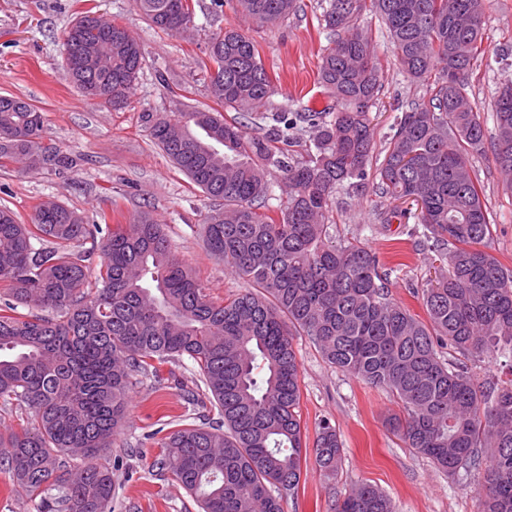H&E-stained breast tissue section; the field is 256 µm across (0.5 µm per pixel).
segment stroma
Listing matches in <instances>:
<instances>
[{
    "instance_id": "35a3bbf8",
    "label": "stroma",
    "mask_w": 512,
    "mask_h": 512,
    "mask_svg": "<svg viewBox=\"0 0 512 512\" xmlns=\"http://www.w3.org/2000/svg\"><path fill=\"white\" fill-rule=\"evenodd\" d=\"M324 0H299L300 10L287 22L260 28L225 4L211 16V0H195V25L169 36L152 29L132 0H0V94L17 95L38 107L44 136L67 154L81 157L79 166L57 171H23L16 164L0 167V206L30 220L37 204L53 196L67 208L108 224L128 223L149 211L165 224L175 256L208 281L213 296L243 293L246 284L208 255L199 226L214 200L180 172L154 143L142 115L162 112L169 92L159 74L191 85L190 103H207L205 54L209 35L235 27L257 44L262 62L278 88L275 104L333 106L317 84L327 47L321 14ZM94 10L126 27L143 48L140 78L120 111L93 104L72 83L67 72L62 33L80 12ZM381 65V88L371 109L374 151L386 148L397 116L420 100L425 90L401 73L392 55L388 33L378 18L365 14ZM485 56L470 82V98L485 124L483 154L472 165L485 195L494 226L491 253L512 267V184L494 162L495 126L491 104L505 80L512 79V0H490L484 18ZM391 214L381 223L379 213ZM332 235L337 242L358 240L377 252L387 271L393 299L417 318L426 312L421 288L442 270L438 254L411 235V220L402 202L380 197L373 184L337 187L331 205ZM300 362V414L307 439L329 420L344 443V459L336 478L328 480L315 465L304 468L297 495L287 498L284 512H335L337 504L359 483L377 486L396 512H480L471 480L452 478L427 457L404 447L386 427L403 409L386 390L375 388L330 366L308 337L296 336ZM190 361L158 365L132 391L127 418L112 448L103 453L113 463L112 512H199L196 501L172 476H156L152 465L160 453L150 434L172 432L195 388Z\"/></svg>"
}]
</instances>
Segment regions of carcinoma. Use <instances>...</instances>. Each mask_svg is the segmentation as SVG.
Instances as JSON below:
<instances>
[{
    "label": "carcinoma",
    "instance_id": "cac0c4a2",
    "mask_svg": "<svg viewBox=\"0 0 512 512\" xmlns=\"http://www.w3.org/2000/svg\"><path fill=\"white\" fill-rule=\"evenodd\" d=\"M487 0H328L332 46L318 83L336 108L273 107L276 87L253 41L219 29L208 58L209 98L245 112L262 133L199 106L146 112L159 148L203 193L224 206L201 225L205 247L250 284L220 303L172 253L150 213L102 235L98 224L53 198L22 222L0 207V402L20 401L31 427L0 436V466L42 512H112V468L99 461L121 428L131 390L155 363L187 359L219 420L192 422L159 442L154 466L172 474L202 512H283L297 494L303 441L300 364L292 337L306 336L336 369L390 392L406 416L391 420L405 447L450 476L473 479L482 512H512V382L494 392L465 359L512 345V268L488 251L493 239L471 159L485 128L468 89L484 38ZM242 15L276 27L297 0H235ZM155 29L178 35L194 23L193 0H134ZM366 12L387 29L401 71L426 86L391 127L373 158L370 108L380 87L377 54L360 27ZM70 82L87 99L122 108L142 63L137 39L89 10L63 33ZM494 162L512 177V81L494 99ZM311 130L309 159L288 146ZM62 170L77 159L43 136L42 112L0 95V166ZM286 191L270 210L271 171ZM374 177L381 193L412 201L423 241L450 246L446 269L422 288L427 320L394 301L378 256L361 243L336 244L329 224L336 188ZM92 247L82 249L83 242ZM100 251L93 263L94 250ZM458 354L442 359L441 349ZM344 448L320 424L312 455L336 477ZM337 512H393L376 486L354 487Z\"/></svg>",
    "mask_w": 512,
    "mask_h": 512
}]
</instances>
